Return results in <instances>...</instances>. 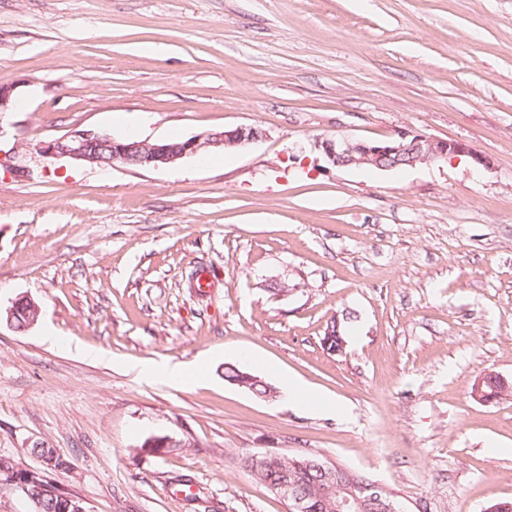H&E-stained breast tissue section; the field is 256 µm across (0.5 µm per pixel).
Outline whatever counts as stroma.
I'll list each match as a JSON object with an SVG mask.
<instances>
[{
	"mask_svg": "<svg viewBox=\"0 0 512 512\" xmlns=\"http://www.w3.org/2000/svg\"><path fill=\"white\" fill-rule=\"evenodd\" d=\"M0 84V142L36 173H0V307L40 308L0 325V457L58 449L51 478L89 512H289L244 466L266 451L408 512L512 501V395L471 394L512 383V0H0ZM238 126L263 136L160 169L39 152ZM400 131L490 165L384 172L316 148ZM228 365L345 412L256 397ZM20 304L23 305L24 307H27L28 310L33 313L29 322H28L27 313H26L27 308L23 309V307H19L16 311V308ZM15 311H16V313H15ZM39 313H40V309H39L38 305L28 296H22L16 300H14L12 302L11 306L6 309V319L5 320L10 327L15 329L14 324H13V317H14V323L17 326V328L19 330H24L23 328L26 326L27 322H28V324H27L26 329L29 328L30 326L34 325L37 322Z\"/></svg>",
	"mask_w": 512,
	"mask_h": 512,
	"instance_id": "1",
	"label": "stroma"
}]
</instances>
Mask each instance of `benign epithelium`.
Here are the masks:
<instances>
[{
	"mask_svg": "<svg viewBox=\"0 0 512 512\" xmlns=\"http://www.w3.org/2000/svg\"><path fill=\"white\" fill-rule=\"evenodd\" d=\"M260 138L251 126L198 135L172 147L165 141L149 142L138 139H116L102 131L83 130L70 136L46 142L40 148L45 158H66L99 168H111L120 163L134 168H164L207 150L242 147ZM325 160L336 167L371 166L378 171H392L402 165L411 168L430 164L448 156H466L476 167H488L487 158L463 141H438L412 131H400L380 141H352L325 139L318 144ZM18 148L0 149V167L17 178L29 179V168L16 162ZM23 305L32 312L28 325L39 317L38 305L29 297L14 300L6 309V322L13 325L16 308ZM41 468L21 469L14 465L0 468V484L20 492L30 503L31 512H43L46 502L56 497L68 501L66 512H89L85 501L64 492L47 474L57 470V455H37ZM315 470L323 476L322 494L332 512H407L403 503L391 490L378 483L361 484L353 480L344 482V468L326 461L313 462ZM275 492L288 499L294 512H310L309 498L298 488L284 480Z\"/></svg>",
	"mask_w": 512,
	"mask_h": 512,
	"instance_id": "7a95c632",
	"label": "benign epithelium"
}]
</instances>
